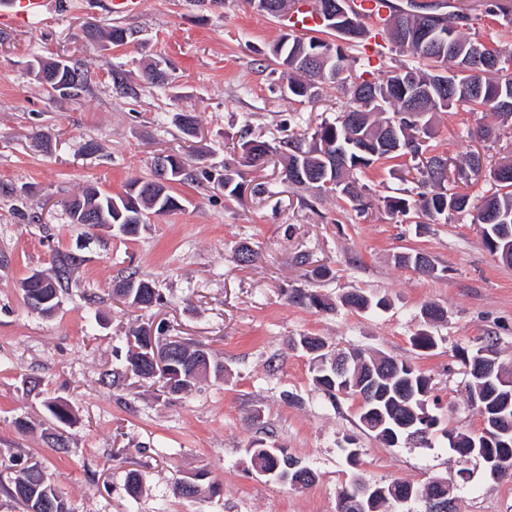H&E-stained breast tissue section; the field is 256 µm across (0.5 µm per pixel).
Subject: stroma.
Masks as SVG:
<instances>
[{
	"mask_svg": "<svg viewBox=\"0 0 512 512\" xmlns=\"http://www.w3.org/2000/svg\"><path fill=\"white\" fill-rule=\"evenodd\" d=\"M451 3L470 16L469 36L512 55V24L488 14L490 0ZM108 26L129 29L127 43L86 39L87 29ZM289 32L286 18L259 14L247 0H143L133 16L113 14L112 0H66L28 23L0 0V512H23L5 490L30 460L42 463L69 512H336L339 491L356 477L421 488L456 473L442 430L482 425L458 354L490 338L512 371V266L486 249L470 215L408 224L384 208L361 214L288 184L273 156L243 167L237 192L220 187L225 167L239 160L233 143L274 145L294 114L299 132L310 133L342 109L332 90L314 103L289 94L287 76L269 60L270 46ZM36 56L76 63L88 76L85 90L50 96L26 67ZM158 60L169 74L162 87L142 76ZM117 71L127 89L114 85ZM185 111L197 116L196 136L175 121ZM496 123L491 113L456 109L434 125L437 151L456 161L480 154L485 172L468 188L474 197L490 193L489 169L512 154V137L481 139V128ZM90 140L98 150L87 155ZM169 153L197 172L195 182L173 187L183 211L150 216L132 238L71 223L69 200L89 187L122 193ZM359 182L377 200L412 188L402 158L366 169ZM244 245L252 263L238 260ZM412 250L430 256L434 274L396 263ZM61 255L74 263L60 305L45 316L26 305L22 282L34 270L54 272ZM300 255L307 264H296ZM132 271L154 282L163 305L118 301L114 289ZM354 289L385 298L386 307L343 306ZM297 290L324 295L333 310L291 303ZM430 303L444 309L442 321H425ZM159 322L208 348L223 377L176 396L113 377L130 331ZM422 330L435 336L434 349L413 346ZM306 334L429 376L428 409L441 426L431 445L388 446L361 424L357 398L319 390L308 357L292 346ZM53 401L69 406L70 423L50 414ZM258 439L309 464L314 484L293 489L254 471L246 449ZM352 448L360 451L355 464ZM131 469L144 476L134 499L126 492ZM200 472L218 496L175 493L176 481ZM455 512H512V477L459 486Z\"/></svg>",
	"mask_w": 512,
	"mask_h": 512,
	"instance_id": "stroma-1",
	"label": "stroma"
}]
</instances>
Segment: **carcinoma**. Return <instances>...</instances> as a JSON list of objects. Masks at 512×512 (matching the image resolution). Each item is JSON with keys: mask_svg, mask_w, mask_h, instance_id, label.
<instances>
[{"mask_svg": "<svg viewBox=\"0 0 512 512\" xmlns=\"http://www.w3.org/2000/svg\"><path fill=\"white\" fill-rule=\"evenodd\" d=\"M431 18H406L401 8L390 5L382 32L402 53H408L415 63L400 64L379 76L369 70L370 58L360 59L350 54L356 45L329 42L320 37L301 33L291 35L287 41L274 46L272 55L276 63L288 72V91L298 101H309L318 96V89L332 88L347 98L345 109L334 123H324L311 134V144L303 147V134L291 132L277 146L265 141L244 140L237 144L241 158L247 164L263 159L270 152H281L284 168L294 169L290 184L311 189L319 194H334L348 201L358 212L373 208V200L359 186V176L379 161L410 158L413 161V199L396 198L386 207L414 224H425L445 219L454 213H467L472 222L482 225L483 241L501 239L503 227L512 234V160L499 163L490 170L494 190L478 200L467 193L455 191L457 183L465 185L479 176L481 158L478 154L467 157L466 165L449 164L445 153L430 148L433 135L432 121L440 112L451 108L466 112H492L497 117L512 114V58L505 57L492 44L468 37L461 31L469 17L448 12L441 3H435ZM408 26L419 32L414 42L405 44L398 38L399 29ZM34 78L47 90L67 85L79 93L84 90L87 75L77 66L64 61L32 60ZM422 100L427 117H412L417 111L416 100ZM170 184H157L152 179L134 180L124 193L112 195L97 188H88L76 201L91 212L107 215L111 223L128 226V234L136 236L140 224L148 214L166 215L182 209L183 202L171 184L192 177L186 162L177 155L166 156ZM398 263L415 270L434 264L418 251L398 256ZM125 288L116 290L119 298L142 309L162 303V295L152 282L129 274ZM299 304L315 309H332L322 295L300 292L294 295ZM342 303L358 311L380 309L383 299L373 300L358 291L342 297ZM146 328L132 333L134 349H129L123 364L125 374L144 381L160 384V392L181 394L193 387L197 379L188 378L199 364L198 354L205 351L199 345H190L172 336L162 335L163 327L155 330V345L174 347V356L168 368L157 371L148 361V344L141 339ZM296 344L308 348L313 382L332 397L342 393L354 396L369 386L382 393L378 402L385 421L360 415L364 427L376 433L383 441L389 440L388 430L404 414L402 396L405 392L432 390L430 377L405 361L391 357L360 354L350 367L348 377L338 379L322 368V358L330 354L326 341L319 336L303 335ZM461 360L468 377L470 400L476 405L483 426L476 433H444L449 447L467 464L463 482L473 480L478 471L485 470L484 454L512 460V447L472 449L484 434L512 427V374H505L496 364L493 345L487 343L471 351H461ZM422 415L418 428L410 429L400 437L402 441L431 444V435L437 428V416L416 409ZM250 458L257 459L268 470L276 467L277 460L287 449H276L259 443L247 449ZM385 493L372 504L373 512L395 509V497L407 483L399 480L381 484ZM11 496L24 512H68L62 493L52 484L39 461L24 466L13 482Z\"/></svg>", "mask_w": 512, "mask_h": 512, "instance_id": "cac0c4a2", "label": "carcinoma"}]
</instances>
